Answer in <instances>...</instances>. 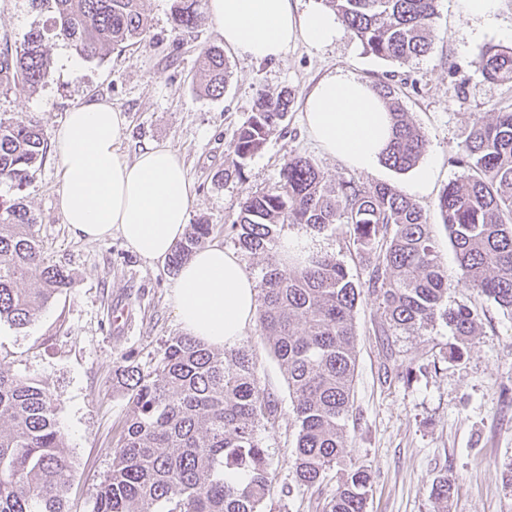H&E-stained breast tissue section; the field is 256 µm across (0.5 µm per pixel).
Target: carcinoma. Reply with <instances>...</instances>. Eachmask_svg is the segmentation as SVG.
Instances as JSON below:
<instances>
[{
  "instance_id": "cac0c4a2",
  "label": "carcinoma",
  "mask_w": 512,
  "mask_h": 512,
  "mask_svg": "<svg viewBox=\"0 0 512 512\" xmlns=\"http://www.w3.org/2000/svg\"><path fill=\"white\" fill-rule=\"evenodd\" d=\"M53 2L55 36L87 58L137 38L147 26L141 0ZM199 2L176 0L171 25L177 34L197 28ZM325 2L367 54L404 64L432 49L437 0ZM475 64L486 79L512 85V47H487ZM52 67L45 34L34 30L19 48L0 51V87L34 91ZM199 75L201 92L223 96L229 79L223 49L201 52ZM373 91L393 120L382 162L407 171L423 153V137L404 112L393 80H378ZM293 103L288 89L257 99L219 179L242 176L246 161L261 151ZM46 153L37 122L0 118L1 184L22 191ZM453 162L467 174L448 183L437 207L455 250L458 282L512 315V103L474 124ZM35 223L23 198L0 195V322L14 326L29 324L71 285L70 272L42 256ZM290 224L317 232L346 227L353 248L369 259L367 292L378 302L382 331L414 332L442 318L456 338L448 358L456 359L479 323L466 305L443 308L448 273L425 213L396 188L329 178L310 158L293 155L273 187L248 196L233 228L241 249L268 256L257 298L259 332L285 369L293 397L298 426L293 481L312 488L327 470L344 463L361 289L333 255L302 251L288 256L286 265L273 259ZM212 233L211 224L187 225L168 257V270L178 271ZM24 281L33 287H19ZM116 381L130 395L131 414L92 512H261L274 479L261 429L275 423L278 407L259 385L257 362L248 351L178 336L153 374L127 364ZM73 471L47 391L0 369V512H66ZM371 486L368 470L345 467L326 512H366ZM431 493L447 512L448 478L434 481Z\"/></svg>"
}]
</instances>
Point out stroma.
I'll return each mask as SVG.
<instances>
[{
	"label": "stroma",
	"instance_id": "stroma-1",
	"mask_svg": "<svg viewBox=\"0 0 512 512\" xmlns=\"http://www.w3.org/2000/svg\"><path fill=\"white\" fill-rule=\"evenodd\" d=\"M142 5L149 27L141 42L92 59L54 36L49 0H0V46H20L40 29L54 61L35 91L0 89V118L35 119L50 140L72 107L111 102L127 118L121 134L125 155L134 157L155 143L170 145L195 189L190 221L206 220L214 227L212 241L234 250L238 242L231 225L242 200L274 186L289 156L312 159L328 177L352 176L367 185L386 183L407 191L412 171L383 164L369 172L353 171L318 147L302 121L305 97L325 75L348 73L371 84L393 76L401 105L423 136L421 160L435 165L432 189L417 202L448 274H455V251L436 201L464 173L451 160L458 143L475 122L491 120L494 107L512 99L511 89L487 81L475 65L482 49L503 44V30L512 28V0H499L490 25L463 19L459 0H438L431 52L405 64L365 54L346 29L331 45L299 44L269 63L225 49L230 76L217 99L200 92L196 76L200 50L222 43L210 19L202 18L192 35L180 37L170 24L174 0H143ZM285 88L295 94L286 120L247 161L241 178L218 180L256 98ZM58 166L54 152H47L22 195L37 219L34 230L46 259L68 269L72 285L28 325L0 322V367L51 394L57 427L74 461L66 510L92 512L131 409L114 371L130 362L152 372L168 342L183 330L173 309L176 277L165 262L141 259L120 236L88 241L64 224L56 206ZM282 241L334 255L358 285H365L367 268L353 254L342 225L317 233L293 224L285 228ZM118 299L132 311L121 336L112 332L111 305ZM446 304L469 305L481 319L478 335L455 360L445 357L454 341L445 323L413 333H384L374 297L365 293L358 302L345 460L372 474L367 512H437L431 486L444 476L453 483L448 512H512V317L493 300L455 282ZM237 345L253 354L260 384L278 404L276 422L264 432L276 487L262 512H323L340 469L328 470L319 486L291 489L297 428L287 376L258 327H251ZM409 366L418 368L417 377H406Z\"/></svg>",
	"mask_w": 512,
	"mask_h": 512
}]
</instances>
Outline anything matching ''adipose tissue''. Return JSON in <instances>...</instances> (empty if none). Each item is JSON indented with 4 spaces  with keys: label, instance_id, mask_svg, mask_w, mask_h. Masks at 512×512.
I'll return each mask as SVG.
<instances>
[{
    "label": "adipose tissue",
    "instance_id": "ef3b65f1",
    "mask_svg": "<svg viewBox=\"0 0 512 512\" xmlns=\"http://www.w3.org/2000/svg\"><path fill=\"white\" fill-rule=\"evenodd\" d=\"M211 21L228 46L256 62L280 59L291 45L332 44L340 23L328 8L300 0H208ZM311 137L332 157L364 171L381 160L391 116L362 80L343 73L321 79L306 96ZM126 118L108 102L73 107L53 138L59 160L57 207L81 238L119 234L146 261L166 259L189 223L193 183L165 144L127 158L120 148ZM176 319L188 336L221 347L253 326L257 289L239 255L212 243L181 267L173 288Z\"/></svg>",
    "mask_w": 512,
    "mask_h": 512
}]
</instances>
